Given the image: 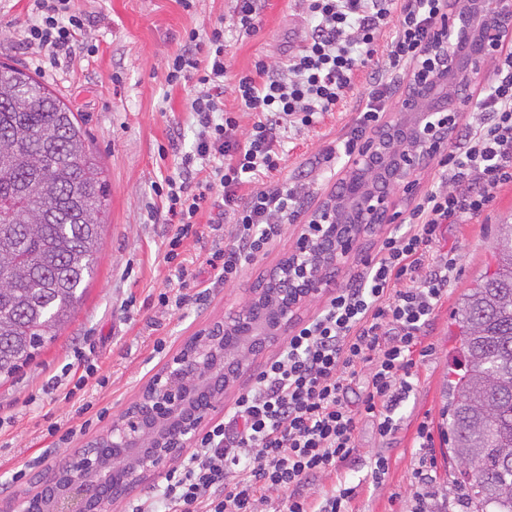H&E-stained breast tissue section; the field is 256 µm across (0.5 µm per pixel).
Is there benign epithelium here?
Listing matches in <instances>:
<instances>
[{
  "mask_svg": "<svg viewBox=\"0 0 512 512\" xmlns=\"http://www.w3.org/2000/svg\"><path fill=\"white\" fill-rule=\"evenodd\" d=\"M512 42V0H450L437 33L407 72L398 101L364 142L340 179L344 195H331L299 225L293 248L269 270L288 290L249 297L227 317L197 329L155 373L136 398L112 418L107 460L88 449L68 471L25 497L30 512H89L98 485L112 476V501L178 460L209 424L214 408L233 390L252 361L288 335L299 311L324 293V269L341 267L367 234L399 216L398 191L416 193L418 172L448 145L451 129L473 98L462 91L489 72ZM224 369L215 385L212 359ZM208 405L196 408L200 394Z\"/></svg>",
  "mask_w": 512,
  "mask_h": 512,
  "instance_id": "obj_1",
  "label": "benign epithelium"
}]
</instances>
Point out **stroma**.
<instances>
[{
  "label": "stroma",
  "mask_w": 512,
  "mask_h": 512,
  "mask_svg": "<svg viewBox=\"0 0 512 512\" xmlns=\"http://www.w3.org/2000/svg\"><path fill=\"white\" fill-rule=\"evenodd\" d=\"M92 21L95 53L49 62L22 45L28 24L27 0H0V62L16 61L63 98L77 113L86 143L104 169L111 195L103 217L97 267L81 304L57 337L9 380L0 382V500L18 502L38 491L34 479L70 460L89 438L106 431L162 366L173 350L202 325L222 319L241 304L253 285L293 245L295 224L305 223L322 199L337 191L327 177L324 156L337 140L349 135L357 114L351 104L324 113L311 127L283 131L279 171L260 176L266 186L305 184L295 224L285 225L253 263L231 283L214 278L203 265L223 231L188 236L179 250L207 297L179 310L163 307L160 294L174 287V271L163 260L175 225L166 223V201L158 190L182 168L193 150L198 127L190 113V92L165 82L168 56L183 44L185 31L224 27V49L231 75L252 70L256 60H287L309 34L312 21L301 0H268L262 22L253 33L235 27L233 0H194L184 9L180 0H75ZM512 218V188H503L491 211L463 224H447L440 252H453L454 278L447 298L435 312L425 342L428 356L417 358L414 389L397 411L398 430L380 436L375 419L362 418L356 437L357 463L324 476L311 487L316 496L355 486L353 512H410L415 499L431 494L432 512H470L455 481L456 465L448 457L441 427L443 389L455 365L451 336L455 313L467 287L484 273L492 257L498 224ZM96 359V381L85 400L106 408L87 434L54 446L44 432L49 423H79L76 402L65 401L52 382L61 380L77 353ZM428 422L430 450H421L416 432ZM386 459L388 472L374 483L371 468ZM432 467L431 487L413 478L421 464Z\"/></svg>",
  "instance_id": "stroma-1"
}]
</instances>
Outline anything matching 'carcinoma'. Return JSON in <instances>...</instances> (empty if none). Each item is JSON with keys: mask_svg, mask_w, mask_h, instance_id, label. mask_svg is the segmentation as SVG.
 I'll use <instances>...</instances> for the list:
<instances>
[{"mask_svg": "<svg viewBox=\"0 0 512 512\" xmlns=\"http://www.w3.org/2000/svg\"><path fill=\"white\" fill-rule=\"evenodd\" d=\"M108 184L78 115L23 69L0 63V378L55 339L93 277ZM495 268L454 324L463 361L445 386L448 454L472 512H512V224Z\"/></svg>", "mask_w": 512, "mask_h": 512, "instance_id": "cac0c4a2", "label": "carcinoma"}]
</instances>
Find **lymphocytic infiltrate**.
<instances>
[{
	"instance_id": "f902f5d3",
	"label": "lymphocytic infiltrate",
	"mask_w": 512,
	"mask_h": 512,
	"mask_svg": "<svg viewBox=\"0 0 512 512\" xmlns=\"http://www.w3.org/2000/svg\"><path fill=\"white\" fill-rule=\"evenodd\" d=\"M314 25L287 61L257 60L252 74L224 80V30L190 29L166 65L168 86L191 87L190 110L199 128L194 146L216 165L202 179L190 167L168 178L167 221L178 246L198 225L229 224L225 244L205 264L225 282L264 253L296 215L300 186L256 188L257 176L276 171L282 129L308 127L335 110L359 68L371 70L355 128L337 142V157L360 148L384 110L389 76L410 63L435 32L443 0H305ZM90 21L74 0H31L24 44L52 57L75 49L94 52ZM394 36L386 55L376 49L386 26ZM495 78L475 104V122L455 129L439 161L440 183L410 210L404 228L386 236L349 286L337 289L322 312L290 334L252 385L240 393L226 418L200 435L192 453L168 471L161 490L165 512H349L354 487L321 500L306 486L350 465L360 417L376 420L381 435L393 433L396 410L408 398L413 354L448 294L455 260L436 247L442 227L477 219L512 186V51L496 61ZM254 112L239 134L225 91ZM249 194H242L244 185ZM366 380L356 405L347 393L357 373Z\"/></svg>"
}]
</instances>
